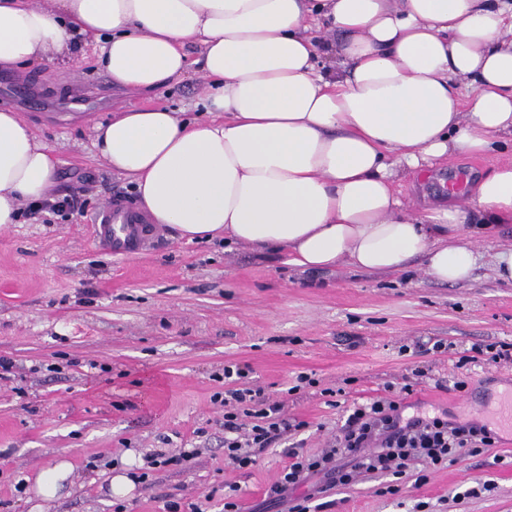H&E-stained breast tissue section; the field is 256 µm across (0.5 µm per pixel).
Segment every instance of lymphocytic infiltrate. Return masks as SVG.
Listing matches in <instances>:
<instances>
[{
    "mask_svg": "<svg viewBox=\"0 0 512 512\" xmlns=\"http://www.w3.org/2000/svg\"><path fill=\"white\" fill-rule=\"evenodd\" d=\"M388 394L354 407L334 445L316 458L293 454L278 481L266 493V506L287 504L288 512H310L308 503L335 486H347L364 473L388 472L395 481L385 493H400L399 478L418 458L429 465L459 462L494 447L493 430L475 423L454 424L442 417L403 419V395ZM224 456L239 469L256 465L257 457L275 445L294 425L283 404L263 388L224 391Z\"/></svg>",
    "mask_w": 512,
    "mask_h": 512,
    "instance_id": "obj_1",
    "label": "lymphocytic infiltrate"
}]
</instances>
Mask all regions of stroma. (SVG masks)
I'll return each instance as SVG.
<instances>
[{
    "instance_id": "1",
    "label": "stroma",
    "mask_w": 512,
    "mask_h": 512,
    "mask_svg": "<svg viewBox=\"0 0 512 512\" xmlns=\"http://www.w3.org/2000/svg\"><path fill=\"white\" fill-rule=\"evenodd\" d=\"M88 44L68 64L43 61L0 71V108L18 112L59 160L58 191L93 184L82 214L20 217L0 228V512H113L109 480L145 467L147 454L198 455L188 466L150 470L124 497L126 512H166L168 500L224 512L238 489L245 512L264 499L292 451L326 448L353 405L400 390L425 372L404 418L440 416L488 426L491 452L435 469L416 462L402 490L379 495L387 474L330 490L332 512H512V428L497 421L512 394V364L459 365L477 343H512V284L495 278L494 254L512 245V223L476 233L482 254L464 283L431 280L417 259L394 273L344 265L310 274L221 240L164 236L134 256L101 249L92 219L133 182L93 147L94 124L145 105L203 116L205 81L196 71L151 97L113 88ZM512 159L500 140L479 156L403 176L399 196L426 208L442 186H462ZM435 340L448 352L413 354ZM249 366L244 387L260 386L303 421L238 470L224 461V368ZM308 384L298 385V375ZM465 380L464 389L453 383ZM72 466L51 501L32 506L35 476L59 460ZM491 491L466 497L473 479Z\"/></svg>"
}]
</instances>
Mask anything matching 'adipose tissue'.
<instances>
[{
    "label": "adipose tissue",
    "mask_w": 512,
    "mask_h": 512,
    "mask_svg": "<svg viewBox=\"0 0 512 512\" xmlns=\"http://www.w3.org/2000/svg\"><path fill=\"white\" fill-rule=\"evenodd\" d=\"M506 0H0V68L101 44L112 83L155 94L200 50L206 121L161 107L98 124L94 145L138 207L177 239L220 237L321 271L396 272L421 258L441 283L481 255L467 227L512 223V162L465 197L415 212L401 175L512 138ZM59 161L0 109V226L47 198Z\"/></svg>",
    "instance_id": "ef3b65f1"
}]
</instances>
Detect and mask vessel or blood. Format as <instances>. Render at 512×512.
I'll return each mask as SVG.
<instances>
[{
	"label": "vessel or blood",
	"mask_w": 512,
	"mask_h": 512,
	"mask_svg": "<svg viewBox=\"0 0 512 512\" xmlns=\"http://www.w3.org/2000/svg\"><path fill=\"white\" fill-rule=\"evenodd\" d=\"M99 245L114 254L131 256L149 243L138 215L124 204H112L95 220Z\"/></svg>",
	"instance_id": "obj_1"
}]
</instances>
